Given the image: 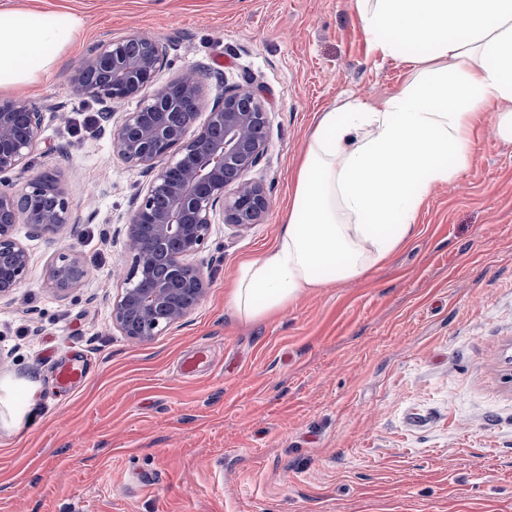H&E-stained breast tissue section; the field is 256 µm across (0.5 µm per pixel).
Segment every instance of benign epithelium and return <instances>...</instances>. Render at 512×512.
Returning <instances> with one entry per match:
<instances>
[{
  "instance_id": "7a95c632",
  "label": "benign epithelium",
  "mask_w": 512,
  "mask_h": 512,
  "mask_svg": "<svg viewBox=\"0 0 512 512\" xmlns=\"http://www.w3.org/2000/svg\"><path fill=\"white\" fill-rule=\"evenodd\" d=\"M167 55L162 40L132 33L93 45L71 76L73 91L105 105L100 121L113 153L150 176L124 225L131 263L111 308L112 326L137 342L181 322L204 299L210 280L193 258L208 247L212 224L222 218L247 228L261 223L268 208L265 188L245 179L268 147L269 116L254 82L224 88V97L199 123L197 70L186 68L160 83ZM150 87L153 94L135 111L113 121L110 104ZM187 103L197 109L192 117L173 111ZM44 122L45 113L29 101L0 99V299L20 288L31 265L16 225L27 224L43 236L71 223L69 203L53 173L12 188L13 175L39 145ZM230 172L236 175L233 193L227 192ZM85 275L84 262L71 250L53 261L48 285L65 292Z\"/></svg>"
}]
</instances>
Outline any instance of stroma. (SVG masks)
<instances>
[{
  "label": "stroma",
  "instance_id": "35a3bbf8",
  "mask_svg": "<svg viewBox=\"0 0 512 512\" xmlns=\"http://www.w3.org/2000/svg\"><path fill=\"white\" fill-rule=\"evenodd\" d=\"M67 11L75 47L33 86L46 114L23 174L53 172L74 219L17 224L32 262L0 300V397L38 384L37 421L0 416V512H512V145L486 135L454 186L431 187L410 240L362 279L248 321L227 307L239 265L271 249L319 112L397 91L405 66L370 46L355 0H0ZM163 40L169 80L197 68L204 107L253 79L268 151L250 172L269 208L212 227L206 298L148 342L112 327L121 227L147 178L112 152L92 97L70 90L87 49ZM88 274L47 286L57 251ZM81 363L82 380L59 383Z\"/></svg>",
  "mask_w": 512,
  "mask_h": 512
}]
</instances>
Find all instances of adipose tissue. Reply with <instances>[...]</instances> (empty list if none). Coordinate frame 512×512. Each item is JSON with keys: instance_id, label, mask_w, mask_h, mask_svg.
<instances>
[{"instance_id": "ef3b65f1", "label": "adipose tissue", "mask_w": 512, "mask_h": 512, "mask_svg": "<svg viewBox=\"0 0 512 512\" xmlns=\"http://www.w3.org/2000/svg\"><path fill=\"white\" fill-rule=\"evenodd\" d=\"M400 89L320 113L276 246L244 262L227 304L260 319L305 290L362 278L412 234L430 188L468 171L476 141L512 144V0H356ZM69 12H0V92L37 84L78 39ZM492 126H485L486 115Z\"/></svg>"}]
</instances>
